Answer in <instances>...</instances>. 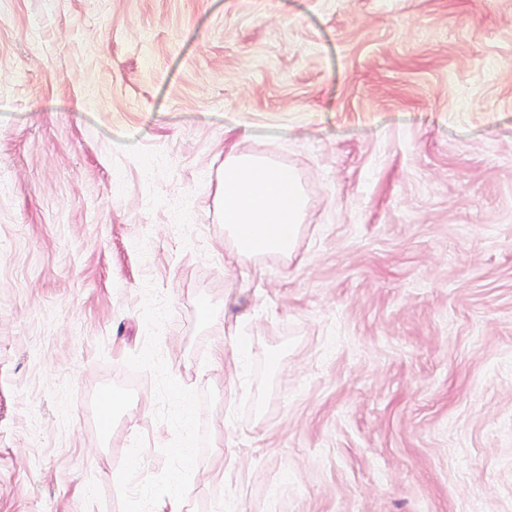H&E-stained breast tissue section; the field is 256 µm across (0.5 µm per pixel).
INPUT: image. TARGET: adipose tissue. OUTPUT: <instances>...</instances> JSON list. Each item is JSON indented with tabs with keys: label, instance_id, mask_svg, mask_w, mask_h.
<instances>
[{
	"label": "adipose tissue",
	"instance_id": "obj_1",
	"mask_svg": "<svg viewBox=\"0 0 512 512\" xmlns=\"http://www.w3.org/2000/svg\"><path fill=\"white\" fill-rule=\"evenodd\" d=\"M228 264L267 254L291 258L307 200L296 174L264 159L227 150L220 180Z\"/></svg>",
	"mask_w": 512,
	"mask_h": 512
}]
</instances>
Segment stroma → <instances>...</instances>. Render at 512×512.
I'll return each mask as SVG.
<instances>
[{
  "label": "stroma",
  "mask_w": 512,
  "mask_h": 512,
  "mask_svg": "<svg viewBox=\"0 0 512 512\" xmlns=\"http://www.w3.org/2000/svg\"><path fill=\"white\" fill-rule=\"evenodd\" d=\"M231 146L307 197L254 284ZM174 481L512 512V0H0V512Z\"/></svg>",
  "instance_id": "stroma-1"
}]
</instances>
